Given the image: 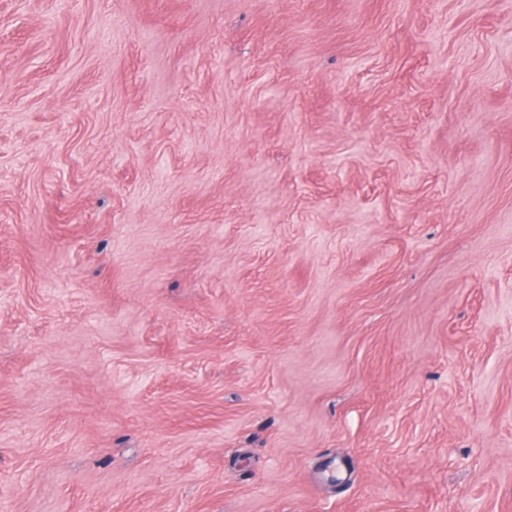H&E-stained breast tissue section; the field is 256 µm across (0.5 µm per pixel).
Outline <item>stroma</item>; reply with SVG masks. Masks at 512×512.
Instances as JSON below:
<instances>
[{"instance_id": "1", "label": "stroma", "mask_w": 512, "mask_h": 512, "mask_svg": "<svg viewBox=\"0 0 512 512\" xmlns=\"http://www.w3.org/2000/svg\"><path fill=\"white\" fill-rule=\"evenodd\" d=\"M0 512H512V0H0Z\"/></svg>"}]
</instances>
